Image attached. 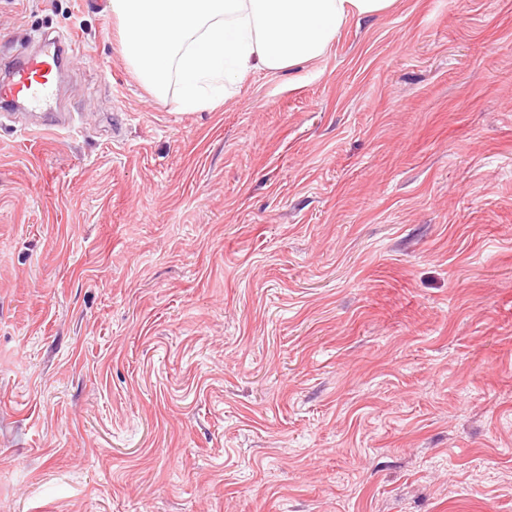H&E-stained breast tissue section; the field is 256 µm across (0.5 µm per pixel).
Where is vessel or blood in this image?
Listing matches in <instances>:
<instances>
[{
	"mask_svg": "<svg viewBox=\"0 0 512 512\" xmlns=\"http://www.w3.org/2000/svg\"><path fill=\"white\" fill-rule=\"evenodd\" d=\"M42 48L32 53L20 50L8 66V75L0 79V105L15 104L43 112L44 128L58 127V98L55 84L72 65L77 41L74 34H45Z\"/></svg>",
	"mask_w": 512,
	"mask_h": 512,
	"instance_id": "vessel-or-blood-1",
	"label": "vessel or blood"
}]
</instances>
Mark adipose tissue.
<instances>
[{
	"label": "adipose tissue",
	"instance_id": "obj_1",
	"mask_svg": "<svg viewBox=\"0 0 512 512\" xmlns=\"http://www.w3.org/2000/svg\"><path fill=\"white\" fill-rule=\"evenodd\" d=\"M394 0H110L122 52L153 94L180 85L188 111L229 98L256 69L282 71L319 58L349 20Z\"/></svg>",
	"mask_w": 512,
	"mask_h": 512
}]
</instances>
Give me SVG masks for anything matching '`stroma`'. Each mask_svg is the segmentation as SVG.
Wrapping results in <instances>:
<instances>
[{"mask_svg": "<svg viewBox=\"0 0 512 512\" xmlns=\"http://www.w3.org/2000/svg\"><path fill=\"white\" fill-rule=\"evenodd\" d=\"M0 112V512H512V0H397L216 109L109 0ZM42 48L32 53L20 50L8 66V75L0 82L2 109L22 103L43 112L44 129L59 128L57 119V80L72 65L77 40L70 34H45L40 37Z\"/></svg>", "mask_w": 512, "mask_h": 512, "instance_id": "1", "label": "stroma"}]
</instances>
